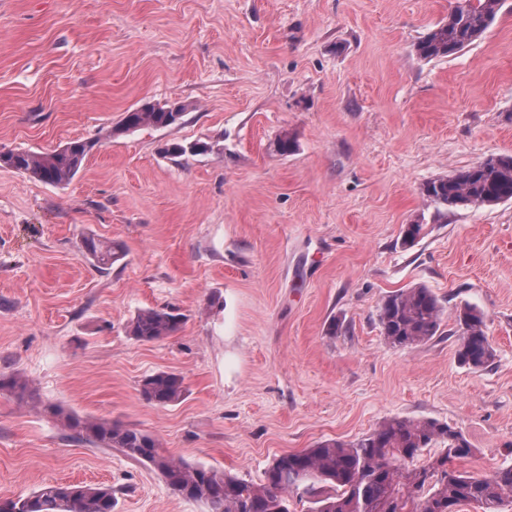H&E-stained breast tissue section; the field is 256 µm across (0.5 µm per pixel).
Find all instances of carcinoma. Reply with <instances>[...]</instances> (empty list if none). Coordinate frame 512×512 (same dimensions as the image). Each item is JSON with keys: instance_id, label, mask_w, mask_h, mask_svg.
I'll use <instances>...</instances> for the list:
<instances>
[{"instance_id": "cac0c4a2", "label": "carcinoma", "mask_w": 512, "mask_h": 512, "mask_svg": "<svg viewBox=\"0 0 512 512\" xmlns=\"http://www.w3.org/2000/svg\"><path fill=\"white\" fill-rule=\"evenodd\" d=\"M504 0H459L448 21L432 29L415 46L422 60L446 58L482 36L495 21ZM188 105L144 103L127 112L117 131L142 127L165 128L181 122ZM96 141L75 140L51 152L0 151V167L12 168L42 182L64 185L81 170ZM205 149L198 143L173 142L165 153L172 157L193 155ZM421 194L438 209L455 210L490 206L512 200V155L490 157L451 176L423 184ZM86 255L97 266L112 264V247L92 237L84 239ZM442 305L434 292L422 285L393 291L381 303L379 321L386 341L393 347L424 344L441 335ZM183 316L172 309H144L132 319L131 335L153 342L177 333ZM461 330L457 356L461 364L478 369L490 365L495 348L486 333L483 313L473 306L457 312ZM0 389L36 406L35 390L19 375L0 378ZM182 378L160 371L146 376L142 398L167 406L183 396ZM42 406V405H40ZM77 439L117 448L126 456L151 464L176 495L217 512H292V498H314L312 512H458L462 505H476L481 512H505L512 507V466L490 475L462 472L452 465L469 456L471 445L464 434L432 419L392 418L372 433L351 442L326 440L313 448L279 455L270 462L258 483L202 464L176 460L159 451L151 436L140 430L68 413L44 405ZM442 452L419 462L422 452L434 446ZM15 512H112V489L84 483L46 485L8 500Z\"/></svg>"}]
</instances>
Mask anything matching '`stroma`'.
<instances>
[{"label":"stroma","mask_w":512,"mask_h":512,"mask_svg":"<svg viewBox=\"0 0 512 512\" xmlns=\"http://www.w3.org/2000/svg\"><path fill=\"white\" fill-rule=\"evenodd\" d=\"M456 4L0 0V150L97 143L66 185L0 167V375L41 401L0 390V498L84 482L111 488L114 512H207L153 467L73 439L49 404L249 482L393 417L462 431L459 470L512 465V201L447 212L420 194L512 155V0L456 55L415 53ZM147 101L188 110L119 132ZM173 141L208 149L174 158ZM409 224L423 232L407 247ZM87 236L111 245L108 269ZM418 285L442 334L390 346L380 304ZM466 305L496 349L484 369L456 357ZM166 306L179 332L130 335L138 311ZM158 371L183 377L178 402L142 399ZM0 389L14 393L17 398L26 403H32L40 406L41 403L36 399L35 390L30 382L19 375H13L8 378H0Z\"/></svg>","instance_id":"35a3bbf8"}]
</instances>
